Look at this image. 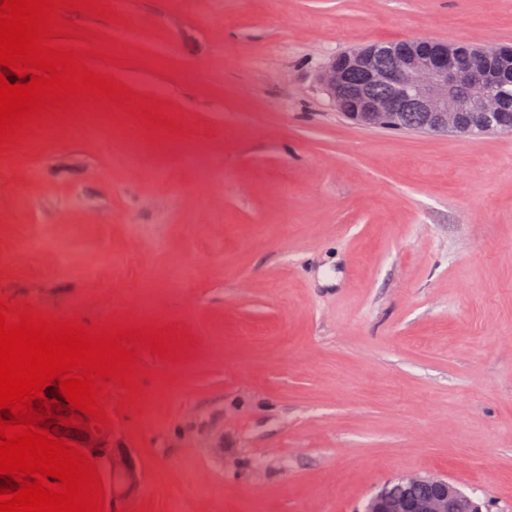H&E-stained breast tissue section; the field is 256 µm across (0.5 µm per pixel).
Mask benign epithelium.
Returning <instances> with one entry per match:
<instances>
[{
  "mask_svg": "<svg viewBox=\"0 0 512 512\" xmlns=\"http://www.w3.org/2000/svg\"><path fill=\"white\" fill-rule=\"evenodd\" d=\"M388 54L396 64L379 68ZM318 80L329 102L343 117L365 128H405L429 135L511 133L512 47L474 55L444 41L415 39L412 44L372 42L332 55ZM384 86L379 97L375 88ZM69 440L101 459L111 479L112 502L118 506L138 489L142 473L133 455L112 446V429L88 431L58 427ZM363 512H482L475 499L446 477L405 475L397 487L371 497Z\"/></svg>",
  "mask_w": 512,
  "mask_h": 512,
  "instance_id": "benign-epithelium-1",
  "label": "benign epithelium"
}]
</instances>
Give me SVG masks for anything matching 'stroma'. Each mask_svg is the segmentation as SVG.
I'll list each match as a JSON object with an SVG mask.
<instances>
[{"label": "stroma", "instance_id": "35a3bbf8", "mask_svg": "<svg viewBox=\"0 0 512 512\" xmlns=\"http://www.w3.org/2000/svg\"><path fill=\"white\" fill-rule=\"evenodd\" d=\"M69 18L180 127L92 106L1 153L0 299L185 334L135 408L109 388L126 512H362L406 474L512 512V134L360 127L316 81L373 41L512 46V0Z\"/></svg>", "mask_w": 512, "mask_h": 512}]
</instances>
